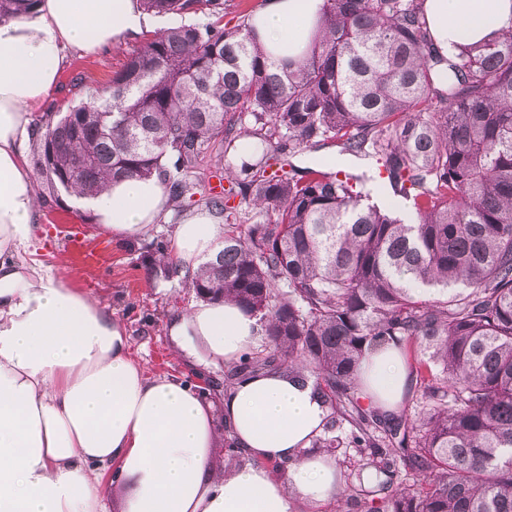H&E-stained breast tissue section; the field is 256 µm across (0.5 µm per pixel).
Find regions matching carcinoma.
Wrapping results in <instances>:
<instances>
[{"label": "carcinoma", "instance_id": "1", "mask_svg": "<svg viewBox=\"0 0 512 512\" xmlns=\"http://www.w3.org/2000/svg\"><path fill=\"white\" fill-rule=\"evenodd\" d=\"M36 2L0 0V20ZM424 2L325 0L294 60L271 56L248 15L231 24L224 0H140L201 21L145 39L98 98L35 123L38 197L156 177L183 212L215 143L257 137L224 166L238 205L231 188L203 198L224 215V248L185 277L265 336L224 388L259 372L313 380L328 421L312 447L336 461L343 512H512V28L446 58ZM282 141L376 159L413 221L371 203L364 171L285 170ZM146 253V273L169 278L165 249ZM390 344L414 350L420 383L397 423L363 405L357 376Z\"/></svg>", "mask_w": 512, "mask_h": 512}]
</instances>
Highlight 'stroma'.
I'll list each match as a JSON object with an SVG mask.
<instances>
[{"label":"stroma","mask_w":512,"mask_h":512,"mask_svg":"<svg viewBox=\"0 0 512 512\" xmlns=\"http://www.w3.org/2000/svg\"><path fill=\"white\" fill-rule=\"evenodd\" d=\"M144 34L119 35L112 45L92 54L69 53L58 87L33 109V117L89 100L140 46ZM76 76L82 79L77 86L72 83ZM38 221L48 231L42 259L71 287L96 299L125 323L132 354L149 372L196 375L198 384L213 389V401L221 402L223 368L192 371L174 354L169 339L170 320L197 301L193 289L178 277L149 280L142 264L146 241H170L178 217L167 214L153 226L147 240L130 241L102 230L87 206L63 194L40 202Z\"/></svg>","instance_id":"obj_1"}]
</instances>
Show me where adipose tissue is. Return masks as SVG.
Returning <instances> with one entry per match:
<instances>
[{"instance_id":"adipose-tissue-1","label":"adipose tissue","mask_w":512,"mask_h":512,"mask_svg":"<svg viewBox=\"0 0 512 512\" xmlns=\"http://www.w3.org/2000/svg\"><path fill=\"white\" fill-rule=\"evenodd\" d=\"M324 5L268 0L256 33L275 57L299 58ZM424 10L448 56L512 27V0H425ZM145 24L137 0H41L0 21V512H295L296 500L336 494L334 463L311 448L327 413L302 372L237 381L216 419L197 385L148 374L123 321L38 257L45 231L24 154L31 112L66 50L90 53ZM167 204L159 180L138 178L88 201L102 229L138 239ZM223 240V224L199 211L175 226L169 253L180 273L194 272ZM169 335L188 362L218 367L254 347L260 325L234 302H199ZM359 380L376 405L397 410L409 381L401 351L372 349ZM228 430L251 463L224 473L213 460Z\"/></svg>"}]
</instances>
